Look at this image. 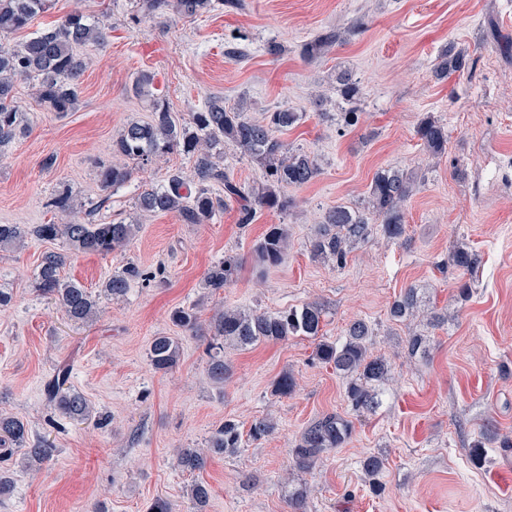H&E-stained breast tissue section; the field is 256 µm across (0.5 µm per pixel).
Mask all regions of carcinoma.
Instances as JSON below:
<instances>
[{
	"label": "carcinoma",
	"mask_w": 512,
	"mask_h": 512,
	"mask_svg": "<svg viewBox=\"0 0 512 512\" xmlns=\"http://www.w3.org/2000/svg\"><path fill=\"white\" fill-rule=\"evenodd\" d=\"M221 2L223 0H135V11L150 16L167 9L183 18H196L214 11ZM52 7V0H0V39L25 29L36 16ZM107 29L105 18H95L76 10L19 44L0 43V149L26 135L30 127L28 112L15 98V84L31 82L37 101L50 111H73L85 70L77 47L89 42H104ZM340 41L339 32L325 31L304 44L303 54L309 59L319 58ZM468 64V52L450 43L436 57L432 74L442 81L452 73L465 70ZM336 81L343 97L354 100L359 96L358 83L351 74L342 72ZM302 119L303 113L288 108L266 112L261 118L254 119L244 113V108L226 107L224 98L212 97L202 111L191 113L188 121L181 125L165 103L153 97L150 119L126 124L112 142L113 153L124 163L101 167L98 181L104 190L122 186L129 181L135 168L176 152L193 160L195 191L186 189L181 174L172 173L165 183L150 185L137 194L135 206L140 211L172 214L184 224H207L231 201L239 204L241 224L251 223L259 210L284 214L292 206L284 189L305 186L320 171L315 156L289 148L276 137V132L292 128ZM416 134L430 156L439 158L447 152L448 126L436 117H423ZM226 143L240 149L243 157L262 171L263 181L245 187L230 177L220 164ZM424 180V175L413 170H378L370 186L367 210L338 205L325 213L324 221L309 242L311 258L342 269L356 246L369 241L379 231L391 240L403 239L406 235L403 207L417 184ZM216 186L224 189V194L214 192ZM50 206L64 216V222L33 227L0 224V250L22 248L31 236L44 242L64 241L69 253L46 251L42 254L35 277L37 291L53 297L70 321L86 324L95 319L100 299L124 298L131 283L141 278L142 273L133 265L126 266L112 273L100 289L93 292L78 282L64 280L61 270L74 253L106 256L127 246L139 232V225L121 219L95 223L72 216L73 198L67 188L56 193ZM287 246L285 225L271 224L257 243L255 253L263 265L276 267L282 262ZM448 265L473 276L480 260L462 243L449 252ZM238 270L234 257L221 258L207 270L202 287L216 293L234 280ZM421 302L417 288L404 289L390 306L391 319L405 323L417 318L422 313ZM325 318V306L317 302L277 312L231 307L219 311L210 322L209 378L216 384L224 383L228 372L224 363L226 344L247 348L262 342L282 343L299 337L309 338L316 341V359L347 380L346 395L353 411L358 414L376 411L382 405L384 386L391 378L390 361L371 351L372 332L364 320L352 321L344 341L336 343L323 336ZM170 319L185 333L195 335L200 330L195 305L175 309ZM406 348L411 357L426 356L430 352L429 339L422 334H413L407 337ZM147 358L158 372L165 373L176 367L181 358L178 337L164 334L152 337ZM294 389L295 380L289 373L272 382V393L278 396H288ZM43 395L63 416L76 422L89 419L91 407L85 396L72 387L69 368L56 369L44 382ZM274 430L272 420L258 418L252 421L248 437L258 441ZM351 433V421L340 414L322 415L306 427L292 448L293 468L299 472L312 470L324 452L340 447ZM496 439L495 429L482 430L471 449L476 463L482 462L484 448ZM242 443L243 431L237 423L228 420L210 432L203 447L180 449L176 466L184 472L200 473L206 469L210 457L234 455ZM27 444L25 423L16 416L1 413L3 454L0 458L3 461L19 455L24 465L39 467L50 461L57 451L45 438L30 448ZM383 467L384 460L380 456L370 455L362 461L361 469L375 488ZM210 494V486L204 481L189 486L188 496L196 512H203Z\"/></svg>",
	"instance_id": "obj_1"
}]
</instances>
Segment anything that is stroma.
<instances>
[{
	"instance_id": "obj_1",
	"label": "stroma",
	"mask_w": 512,
	"mask_h": 512,
	"mask_svg": "<svg viewBox=\"0 0 512 512\" xmlns=\"http://www.w3.org/2000/svg\"><path fill=\"white\" fill-rule=\"evenodd\" d=\"M242 2L185 19L135 17L130 0H54L30 26L40 31L75 10L109 14L105 42L81 51L86 70L74 111H48L30 83H17L34 122L0 152V224L56 221L49 202L69 188L80 215L122 218L140 230L110 255L71 256L62 278L94 290L130 265L143 278L123 299L101 300L92 323L75 324L35 291L43 252L65 250L63 241L0 251V288L13 295L0 309V413L23 419L30 440L46 438L57 449L37 472L10 461L13 483L0 512H144L158 497L173 512H192L187 490L198 479L212 489L206 512H292L286 496L298 486L308 492L306 512H512V0ZM329 29L340 43L306 60L303 44ZM270 41L284 46L281 56L266 54ZM451 42L469 51L470 67L435 82L432 64ZM343 71L358 82V100L341 96ZM143 73L181 118L215 95L252 117L279 107L303 113L278 137L316 155L319 175L288 188L294 205L286 214L262 210L247 225L233 202L208 224L136 210L146 185L173 172L191 178L192 159L178 153L101 190L97 172L115 160L113 139L150 116L149 99L133 90ZM352 110L359 119L348 127L340 115ZM429 114L448 127V151L437 159L416 136ZM385 167L425 175L405 207V239L375 236L341 270L312 260L308 241L324 213L364 206ZM271 224L286 225L289 238L282 264L268 269L254 245ZM460 242L481 257L466 299L457 292L463 271L448 264ZM227 255L237 258L238 276L208 293L203 278ZM412 285L425 309L448 315L431 330L425 359L408 355V330L389 316L395 296ZM314 301L328 309V340H342L353 320L371 325L373 352L392 366L376 412L353 414L345 381L315 360L310 340L225 348L229 373L220 385L207 373L208 336H181V359L169 372L148 361L153 336H180L170 320L176 308L198 304L205 327L227 306L274 312ZM62 364L88 399L92 422H73L45 400L43 381ZM285 372L295 392L272 395V381ZM332 412L351 418L350 439L314 470L294 471L290 452L301 433ZM262 416L276 424L270 436L211 457L200 475L176 468L177 452L200 446L224 420L246 428ZM489 423L510 445L489 444L478 466L471 447ZM373 454L388 460L378 494L360 467Z\"/></svg>"
}]
</instances>
